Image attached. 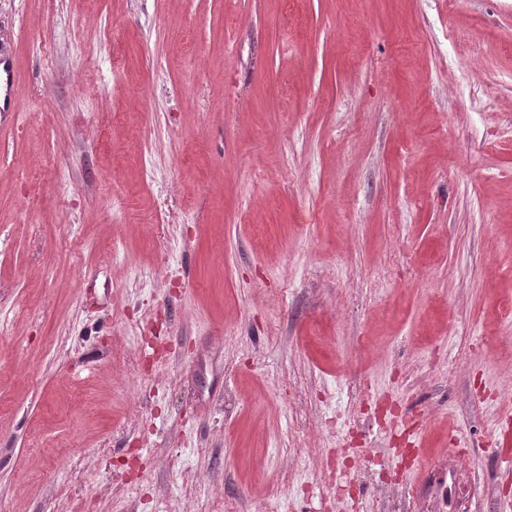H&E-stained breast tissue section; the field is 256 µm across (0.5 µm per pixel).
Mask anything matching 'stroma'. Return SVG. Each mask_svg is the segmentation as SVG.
<instances>
[{
	"mask_svg": "<svg viewBox=\"0 0 512 512\" xmlns=\"http://www.w3.org/2000/svg\"><path fill=\"white\" fill-rule=\"evenodd\" d=\"M0 512H512V0H0Z\"/></svg>",
	"mask_w": 512,
	"mask_h": 512,
	"instance_id": "1",
	"label": "stroma"
}]
</instances>
